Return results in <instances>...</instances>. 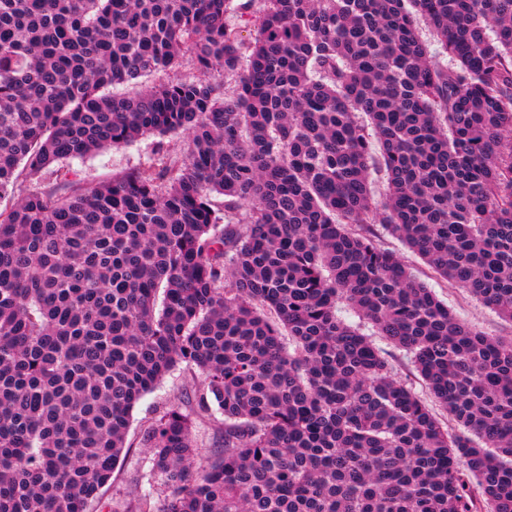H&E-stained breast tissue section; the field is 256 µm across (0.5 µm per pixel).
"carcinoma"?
Wrapping results in <instances>:
<instances>
[{"mask_svg": "<svg viewBox=\"0 0 512 512\" xmlns=\"http://www.w3.org/2000/svg\"><path fill=\"white\" fill-rule=\"evenodd\" d=\"M263 3L246 47L233 0H0V201L33 185L0 206V512H88L180 364L190 408L141 435L169 494L125 512H512V337L372 230L512 322V0ZM199 76L200 73L197 70L194 62L191 61V59H186L183 61L182 65L174 71L161 72L136 85L117 86L116 88H114V91L116 93L122 94H134L137 92H145L146 90H149L151 87L161 83L176 81L178 79L193 80ZM173 153L183 149L182 138L151 136L139 139L118 148L94 152L85 158L74 159L67 165L76 171L79 178L87 185H96L112 178V175L129 167L148 161L159 148ZM379 229L382 232L381 239L385 246L396 251L412 273L425 281L430 288H433L439 298L448 303V307L459 319L491 336H508L511 333V325L502 320L493 309L484 305L468 292L461 289L446 288L443 282L431 278L423 262L416 255L398 240L383 232L381 228ZM378 343L391 356L394 366L396 367L399 375L406 379V383L409 384L416 392H419V394L424 393L422 381L404 352L386 345L383 342ZM216 416L219 421L206 420L204 423L198 424L194 431V441L201 449L202 456L195 459L193 469L206 464L207 458L219 448L218 441H220L223 426L220 423L222 417L220 415Z\"/></svg>", "mask_w": 512, "mask_h": 512, "instance_id": "obj_1", "label": "carcinoma"}]
</instances>
